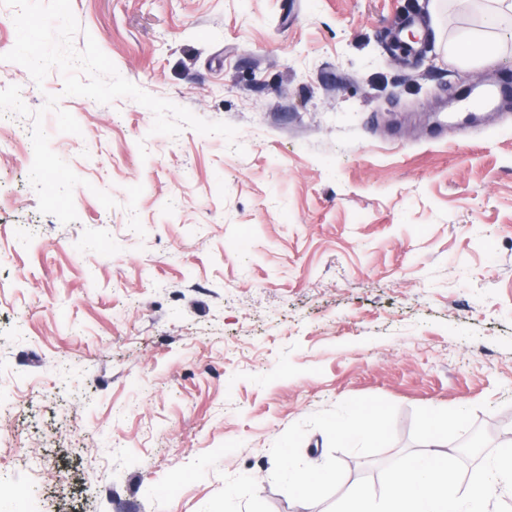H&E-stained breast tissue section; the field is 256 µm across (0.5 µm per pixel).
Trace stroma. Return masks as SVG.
I'll return each mask as SVG.
<instances>
[{"label":"stroma","instance_id":"1","mask_svg":"<svg viewBox=\"0 0 512 512\" xmlns=\"http://www.w3.org/2000/svg\"><path fill=\"white\" fill-rule=\"evenodd\" d=\"M71 0L145 92L239 129L244 154L152 133L129 98L49 94L85 183L40 213L33 120L0 115V478L37 512H327L414 450L413 411L472 407L512 442V110L443 102L512 70L495 0ZM484 32L495 57L448 46ZM108 191L105 208L94 189ZM355 410L375 438L340 432ZM334 471L305 496L288 470Z\"/></svg>","mask_w":512,"mask_h":512}]
</instances>
